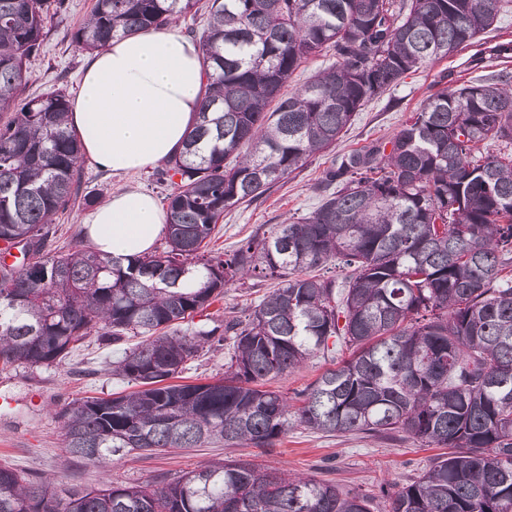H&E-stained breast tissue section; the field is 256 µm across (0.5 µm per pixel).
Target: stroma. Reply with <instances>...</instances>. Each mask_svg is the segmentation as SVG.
<instances>
[{
  "mask_svg": "<svg viewBox=\"0 0 512 512\" xmlns=\"http://www.w3.org/2000/svg\"><path fill=\"white\" fill-rule=\"evenodd\" d=\"M95 0H68L64 15L51 18L39 56L30 63V89L42 93L62 88L76 97L87 54L71 40V34L90 15ZM512 41V11L503 13L496 30L481 34L472 48L437 60L410 73L397 87L366 104L335 147L313 155L271 192L248 205L225 211L208 243L212 254L232 253L247 239L263 234L285 219H299L319 205L320 183L333 160L344 153L376 140L390 138L430 95L504 71L512 73V57L494 54L493 48ZM481 52L479 65H472L474 52ZM84 191L110 194L118 182L163 199L165 190L156 183L151 170L126 175L117 180L85 161ZM275 280L247 277L224 290L209 313L214 321L227 311L254 309L276 288ZM139 337L125 344H84L61 364L51 367H19L0 372V467L25 476L54 477L66 485L97 488L105 481L136 485L181 475L201 463L227 457L253 459L265 466L287 470L318 481L328 480L342 490L366 495L371 512H388V492L396 491L420 478L438 451L405 437L390 439L361 433L329 436L298 427L281 436L273 447L227 448L214 443L202 448L142 456L131 453L100 467L68 454L64 448L58 412L69 402L83 397H105L131 391L130 383L113 376L110 364L119 360L125 347L139 344Z\"/></svg>",
  "mask_w": 512,
  "mask_h": 512,
  "instance_id": "1",
  "label": "stroma"
}]
</instances>
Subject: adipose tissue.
<instances>
[{
	"label": "adipose tissue",
	"mask_w": 512,
	"mask_h": 512,
	"mask_svg": "<svg viewBox=\"0 0 512 512\" xmlns=\"http://www.w3.org/2000/svg\"><path fill=\"white\" fill-rule=\"evenodd\" d=\"M198 46L175 26L118 37L91 54L68 120L82 154L119 176L181 148L204 96ZM166 213L149 193L118 187L83 218L100 253L121 260L150 253Z\"/></svg>",
	"instance_id": "ef3b65f1"
}]
</instances>
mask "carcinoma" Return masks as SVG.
I'll return each instance as SVG.
<instances>
[{
	"label": "carcinoma",
	"instance_id": "obj_1",
	"mask_svg": "<svg viewBox=\"0 0 512 512\" xmlns=\"http://www.w3.org/2000/svg\"><path fill=\"white\" fill-rule=\"evenodd\" d=\"M198 0H95L72 34L89 52L161 30ZM199 38L206 96L184 150L159 179L161 246L122 264L92 248L50 251L75 202L82 155L65 90L23 96L48 18L66 0H0V370L52 366L97 333L150 339L112 363L140 389L58 413L64 448L107 464L139 452L269 448L302 426L412 437L451 448L394 492L390 512H512V77L443 89L387 141L337 157L310 216L231 254L204 247L224 212L250 204L336 144L361 107L407 74L474 43L512 0H208ZM335 61L300 89L308 57ZM334 265L341 281L312 271ZM279 280L247 317L194 322L229 284ZM229 343L224 377L179 383ZM349 358L336 361L343 349ZM336 363L300 395L267 387L314 356ZM0 512H370L368 498L248 459L173 480L70 488L0 468Z\"/></svg>",
	"mask_w": 512,
	"mask_h": 512
}]
</instances>
